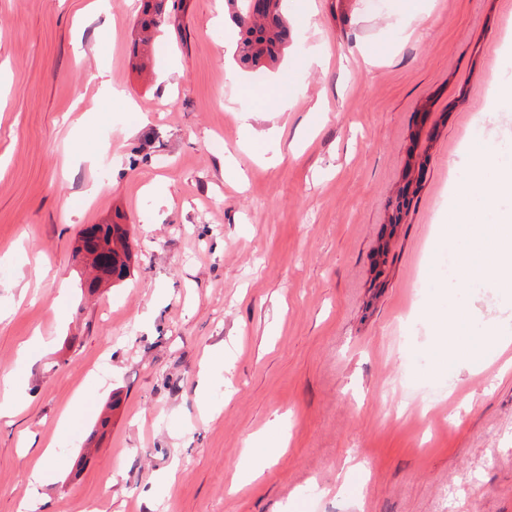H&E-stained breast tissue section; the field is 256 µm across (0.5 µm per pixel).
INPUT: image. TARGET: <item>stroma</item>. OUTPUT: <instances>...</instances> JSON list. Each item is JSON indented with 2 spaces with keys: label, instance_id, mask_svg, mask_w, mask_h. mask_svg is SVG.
<instances>
[{
  "label": "stroma",
  "instance_id": "35a3bbf8",
  "mask_svg": "<svg viewBox=\"0 0 512 512\" xmlns=\"http://www.w3.org/2000/svg\"><path fill=\"white\" fill-rule=\"evenodd\" d=\"M91 2L0 0V380L23 401L0 419V512H33L47 447L52 512H512V344L461 363L428 324L467 306L478 347L512 318V293L433 269L462 157L498 152L474 128L512 124L492 95L512 0H423V18L288 0L303 45L258 73L235 60L228 0H184L145 75L129 0ZM414 153L423 179L377 269ZM117 215L130 272L89 290L79 232Z\"/></svg>",
  "mask_w": 512,
  "mask_h": 512
}]
</instances>
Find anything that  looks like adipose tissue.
Masks as SVG:
<instances>
[{
  "label": "adipose tissue",
  "instance_id": "ef3b65f1",
  "mask_svg": "<svg viewBox=\"0 0 512 512\" xmlns=\"http://www.w3.org/2000/svg\"><path fill=\"white\" fill-rule=\"evenodd\" d=\"M463 165L466 177L441 230L445 242L467 243L452 255V267L464 282L512 288V214L499 208L500 200L512 195V164L477 152ZM491 169L496 179L490 184L485 175Z\"/></svg>",
  "mask_w": 512,
  "mask_h": 512
}]
</instances>
